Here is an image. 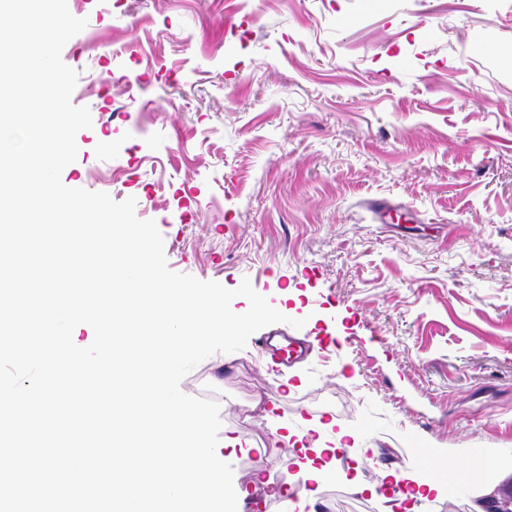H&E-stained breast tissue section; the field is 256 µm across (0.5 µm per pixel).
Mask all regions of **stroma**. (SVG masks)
Listing matches in <instances>:
<instances>
[{"label": "stroma", "mask_w": 512, "mask_h": 512, "mask_svg": "<svg viewBox=\"0 0 512 512\" xmlns=\"http://www.w3.org/2000/svg\"><path fill=\"white\" fill-rule=\"evenodd\" d=\"M76 135L64 185L135 198L172 271L253 288L300 335L346 336L281 386L250 349L181 381L238 441L237 512H290L268 482L309 422L359 440L328 512H401L389 476L492 452L433 493L487 512L512 485V0H67ZM415 212L400 235L368 200Z\"/></svg>", "instance_id": "35a3bbf8"}]
</instances>
